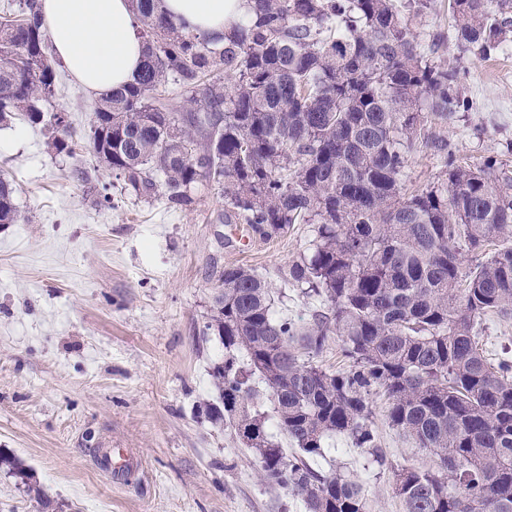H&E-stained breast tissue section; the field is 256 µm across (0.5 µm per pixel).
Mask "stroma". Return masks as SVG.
<instances>
[{
	"label": "stroma",
	"mask_w": 512,
	"mask_h": 512,
	"mask_svg": "<svg viewBox=\"0 0 512 512\" xmlns=\"http://www.w3.org/2000/svg\"><path fill=\"white\" fill-rule=\"evenodd\" d=\"M467 76L466 112L433 120L459 161L494 156L512 166V49L488 60L443 45ZM95 102L61 70L47 111L67 112L72 154L24 117L0 124V173L13 180L24 223L0 229V512H304L263 482L254 453L211 420V377L224 346L206 326L225 267L271 280L276 310L308 323L320 304L282 271L306 252L309 224L242 250L228 240L224 197L199 187L187 210L127 194L89 147ZM98 168L109 201L71 175ZM371 421L384 455L328 439L313 466L359 480L372 512H403L394 471L435 469L437 458L386 420ZM96 448H130L139 467L113 482Z\"/></svg>",
	"instance_id": "obj_1"
}]
</instances>
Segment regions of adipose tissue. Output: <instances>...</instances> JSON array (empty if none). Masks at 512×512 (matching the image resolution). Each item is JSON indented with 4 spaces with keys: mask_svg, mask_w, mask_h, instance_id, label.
Masks as SVG:
<instances>
[{
    "mask_svg": "<svg viewBox=\"0 0 512 512\" xmlns=\"http://www.w3.org/2000/svg\"><path fill=\"white\" fill-rule=\"evenodd\" d=\"M187 31L222 40L241 21L248 0H164ZM55 56L77 86L99 97L129 84L144 60V43L129 0H40Z\"/></svg>",
    "mask_w": 512,
    "mask_h": 512,
    "instance_id": "1",
    "label": "adipose tissue"
}]
</instances>
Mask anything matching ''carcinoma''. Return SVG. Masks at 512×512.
<instances>
[{"instance_id": "carcinoma-1", "label": "carcinoma", "mask_w": 512, "mask_h": 512, "mask_svg": "<svg viewBox=\"0 0 512 512\" xmlns=\"http://www.w3.org/2000/svg\"><path fill=\"white\" fill-rule=\"evenodd\" d=\"M130 2L145 63L96 104L98 161L129 194L174 210L215 186L224 223L262 241L314 225L311 254L284 272L326 308L306 325L274 315L275 288L255 269L224 268L206 326L225 350L210 418L234 428L262 479L305 512H368L358 480L305 458L340 434L383 462L370 420L380 392L389 424L438 459L395 472L404 512H512V360L489 359L476 330L485 316L512 317V169L461 165L448 139L426 134L429 117L469 108L466 70L430 55L449 40L498 55L512 43V0H451L454 24L430 49L411 24L437 0H249L222 46L185 31L161 0ZM57 74L38 0H19L0 16V121L45 123L69 154L71 123L43 110ZM171 84L192 108L174 109ZM421 145L442 170L408 192ZM15 194L0 174L1 226L21 220ZM333 336L349 361L337 374L314 362ZM255 378L271 417L250 409Z\"/></svg>"}]
</instances>
